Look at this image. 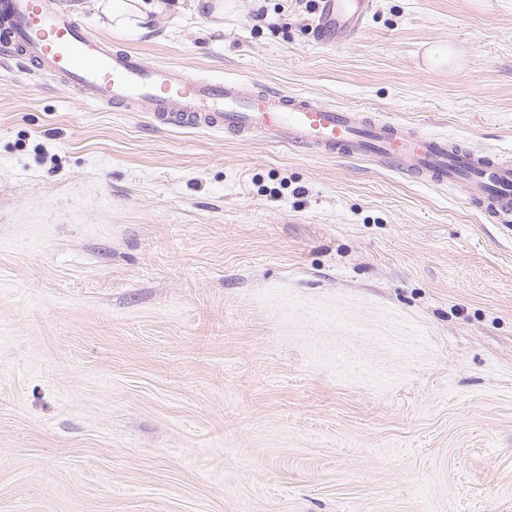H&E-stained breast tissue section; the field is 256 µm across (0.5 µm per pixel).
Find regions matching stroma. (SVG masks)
<instances>
[{"mask_svg": "<svg viewBox=\"0 0 512 512\" xmlns=\"http://www.w3.org/2000/svg\"><path fill=\"white\" fill-rule=\"evenodd\" d=\"M64 2L189 76L512 159V0H374L341 45L279 0L134 37ZM467 198L0 58V512H512V223Z\"/></svg>", "mask_w": 512, "mask_h": 512, "instance_id": "obj_1", "label": "stroma"}]
</instances>
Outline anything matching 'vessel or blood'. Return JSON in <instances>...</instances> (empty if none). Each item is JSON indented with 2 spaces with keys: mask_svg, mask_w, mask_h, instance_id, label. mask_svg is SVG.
Masks as SVG:
<instances>
[{
  "mask_svg": "<svg viewBox=\"0 0 512 512\" xmlns=\"http://www.w3.org/2000/svg\"><path fill=\"white\" fill-rule=\"evenodd\" d=\"M371 10L372 0H321L318 39L348 38ZM0 51L91 102L148 113L162 127L271 138L300 152L372 158L422 183L477 186L473 206L512 222V164L494 153H475L410 126L369 121L362 113L254 81L190 77L89 36L60 0H0Z\"/></svg>",
  "mask_w": 512,
  "mask_h": 512,
  "instance_id": "b4317fda",
  "label": "vessel or blood"
}]
</instances>
